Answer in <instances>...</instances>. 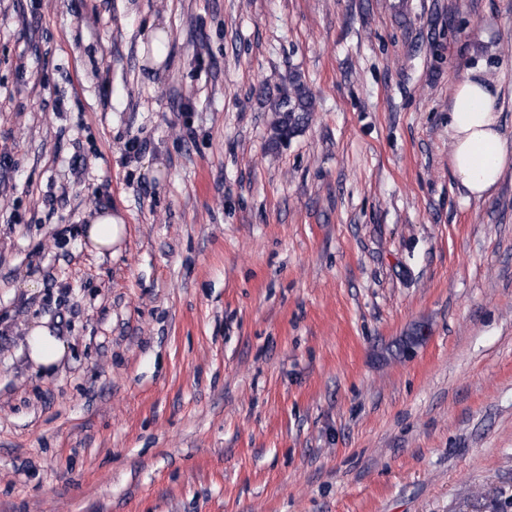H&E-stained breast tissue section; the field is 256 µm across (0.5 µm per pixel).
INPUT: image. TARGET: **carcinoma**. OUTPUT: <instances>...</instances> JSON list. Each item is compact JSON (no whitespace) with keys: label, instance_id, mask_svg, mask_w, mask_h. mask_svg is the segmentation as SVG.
<instances>
[{"label":"carcinoma","instance_id":"carcinoma-1","mask_svg":"<svg viewBox=\"0 0 512 512\" xmlns=\"http://www.w3.org/2000/svg\"><path fill=\"white\" fill-rule=\"evenodd\" d=\"M274 120L271 124V141L278 145L300 133L314 111L313 95L300 77L290 78V87H281L270 101Z\"/></svg>","mask_w":512,"mask_h":512}]
</instances>
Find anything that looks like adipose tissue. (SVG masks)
Here are the masks:
<instances>
[{
  "mask_svg": "<svg viewBox=\"0 0 512 512\" xmlns=\"http://www.w3.org/2000/svg\"><path fill=\"white\" fill-rule=\"evenodd\" d=\"M448 138L454 180L471 196L489 195L512 149L500 131L497 97L484 80L467 78L458 85L448 113ZM123 230L121 218L103 209L91 217L83 237L92 252L102 255L120 242ZM26 342L31 360L46 370L66 352L64 341L45 325L31 328Z\"/></svg>",
  "mask_w": 512,
  "mask_h": 512,
  "instance_id": "1",
  "label": "adipose tissue"
}]
</instances>
